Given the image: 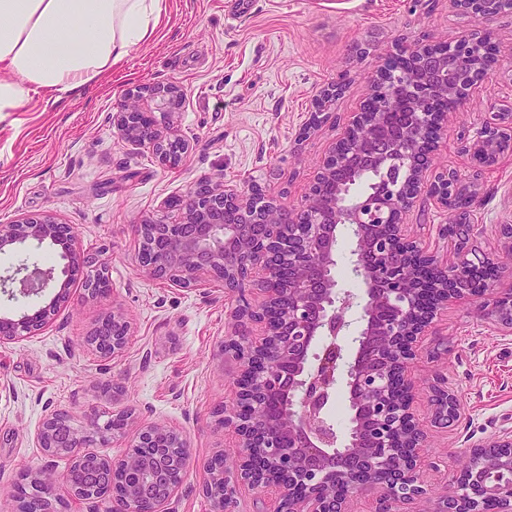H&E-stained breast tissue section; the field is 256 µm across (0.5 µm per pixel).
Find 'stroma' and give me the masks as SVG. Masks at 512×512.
<instances>
[{
	"instance_id": "35a3bbf8",
	"label": "stroma",
	"mask_w": 512,
	"mask_h": 512,
	"mask_svg": "<svg viewBox=\"0 0 512 512\" xmlns=\"http://www.w3.org/2000/svg\"><path fill=\"white\" fill-rule=\"evenodd\" d=\"M169 2L168 25L100 81L77 93L40 91L25 111L0 114V224L53 214L73 225L81 252L105 263L111 281L104 298L89 297L74 281L41 331L0 344V512H14L15 483L41 469L65 512H107L110 500L69 496L62 481L68 459L47 461L36 440L50 410L82 428L93 408L132 414L124 436L100 449L111 458L144 426L183 430L188 467L171 507L211 512L206 463L221 454L227 468L235 466L236 439L214 416L235 394L238 365L220 353L235 297L207 276L189 289L148 275L137 261V227L203 178L244 192L257 186L282 206L299 207L395 45L478 34L493 46L490 75L451 112L432 160L434 173L457 174L475 229L466 242L445 235L458 211L424 194L406 230L445 265L468 249L499 264L512 260L499 232L512 224V153L480 168L463 151L492 112L512 108V15L479 20L451 0ZM157 84L184 94L176 120L187 151L174 167L112 126L128 89ZM328 92L336 119L313 124ZM116 308L131 336L124 352L103 357L86 339ZM410 372L426 435L420 475L437 499L447 495L464 450L512 435V332L497 323L487 299L449 303ZM441 391L457 404L449 422Z\"/></svg>"
}]
</instances>
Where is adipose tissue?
<instances>
[{
  "label": "adipose tissue",
  "instance_id": "obj_1",
  "mask_svg": "<svg viewBox=\"0 0 512 512\" xmlns=\"http://www.w3.org/2000/svg\"><path fill=\"white\" fill-rule=\"evenodd\" d=\"M167 21L168 0H0V113L79 92Z\"/></svg>",
  "mask_w": 512,
  "mask_h": 512
}]
</instances>
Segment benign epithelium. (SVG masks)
Here are the masks:
<instances>
[{"mask_svg": "<svg viewBox=\"0 0 512 512\" xmlns=\"http://www.w3.org/2000/svg\"><path fill=\"white\" fill-rule=\"evenodd\" d=\"M454 3L480 20L512 14L507 0ZM489 67L490 49L470 37L399 51L373 76L362 111L325 157L299 207L288 210L257 190L240 192L207 178L167 200L165 214L139 224L137 260L150 276L190 288L207 274L235 294L224 354L238 361L239 371L224 426L237 436L236 481L272 490L274 512H349V498L366 491L378 492L375 512H398L399 505L422 498L424 433L409 374L420 339L441 307L489 294L498 323L512 331V282L494 286L487 259L463 254L452 267H442L405 234L407 212L421 193L445 207L456 200L457 177L426 180L427 161L448 122L446 101L462 104L461 83L472 90ZM182 98L172 84L131 90L112 115L113 128L161 162L174 163L183 153L173 120ZM498 119L465 147L480 166L512 151V113L500 112ZM397 163V176L376 191L351 194L352 173L367 167L387 174ZM341 224L356 238L352 271L365 286V300L346 379L354 426L340 443L326 408L341 352L337 339L349 327L345 313L354 303L332 276ZM46 241L61 246V276L52 268L22 266L20 277L0 282L16 283L22 292L54 285L57 292L34 313L1 315L0 344L45 327L79 274L91 295L111 291L106 267L81 256L72 225L51 214L0 225L1 253ZM255 288L266 296L259 307L250 298ZM251 323L261 326L262 335L248 333ZM129 336V322L114 310L90 345L111 357L125 349ZM325 336L331 342L310 371L313 344ZM129 420L121 411L94 412L89 428L72 431L77 443L63 445L57 426L68 417L55 411L39 427V447L48 459L69 457L64 482L73 498H108L120 512H168L178 488L173 474L188 463L182 430L146 426L118 459L84 451L95 436L106 443L124 435ZM467 459L453 490L429 512H512V436L470 449ZM206 471L204 494L212 512H234L236 489L224 456L211 458ZM28 478L17 512H56L45 471Z\"/></svg>", "mask_w": 512, "mask_h": 512, "instance_id": "1", "label": "benign epithelium"}]
</instances>
